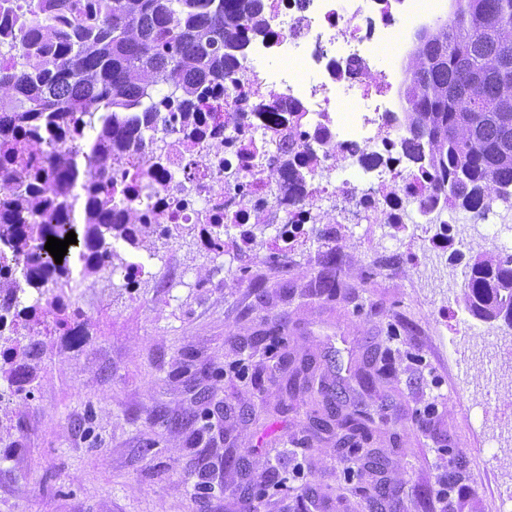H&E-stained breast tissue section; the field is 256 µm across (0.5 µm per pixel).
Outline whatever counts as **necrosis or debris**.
<instances>
[{
  "mask_svg": "<svg viewBox=\"0 0 512 512\" xmlns=\"http://www.w3.org/2000/svg\"><path fill=\"white\" fill-rule=\"evenodd\" d=\"M431 9L429 0H267L263 30L242 28V49L223 94L199 105L204 139L175 120L158 136L172 147L163 166L145 161L147 133H133L112 169V218L135 211L151 224H180L223 257L212 227L265 217L283 241L327 212L335 224L411 227L424 242L450 225L451 242L490 240L512 260V205L459 211L429 188L427 147L412 140L394 102L396 70L377 66ZM355 102V127L338 119Z\"/></svg>",
  "mask_w": 512,
  "mask_h": 512,
  "instance_id": "4bbe7bcc",
  "label": "necrosis or debris"
}]
</instances>
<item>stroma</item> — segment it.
I'll use <instances>...</instances> for the list:
<instances>
[{"instance_id": "stroma-1", "label": "stroma", "mask_w": 512, "mask_h": 512, "mask_svg": "<svg viewBox=\"0 0 512 512\" xmlns=\"http://www.w3.org/2000/svg\"><path fill=\"white\" fill-rule=\"evenodd\" d=\"M252 234L243 252L225 228L220 259L161 240L156 278L75 292L82 336L47 334L29 393L0 404V512H372L376 484L384 512H502L512 374L478 351L512 352V329L460 333L464 290L414 267L410 232L343 225L331 291L315 230ZM173 265L182 283L160 285ZM306 361L328 402L286 393ZM356 408L364 453L316 429Z\"/></svg>"}]
</instances>
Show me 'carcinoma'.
<instances>
[{
	"instance_id": "obj_1",
	"label": "carcinoma",
	"mask_w": 512,
	"mask_h": 512,
	"mask_svg": "<svg viewBox=\"0 0 512 512\" xmlns=\"http://www.w3.org/2000/svg\"><path fill=\"white\" fill-rule=\"evenodd\" d=\"M9 26L0 25V293L56 285L50 302L0 308V337L27 330L24 345L0 350L3 371L19 393L44 341L34 326L53 322L70 330L83 317L73 292L93 287L103 268L122 263L115 241L133 251H155V225L132 212L112 215V164L122 159L130 130L161 108L180 113L200 130L197 103L224 85L228 63L241 48L240 28L265 26L263 0H20ZM403 91L405 128L427 142L431 190L451 206L473 208L512 196V0H452L451 16L417 35ZM43 122L62 136L92 145L82 171L89 204L73 222L68 181L71 154L82 146L43 154L32 134ZM75 232L62 263L44 249L50 236ZM87 250L80 281L70 259ZM463 294L472 316L512 328V263L496 255L468 265ZM369 418L337 415L344 442L368 435Z\"/></svg>"
}]
</instances>
